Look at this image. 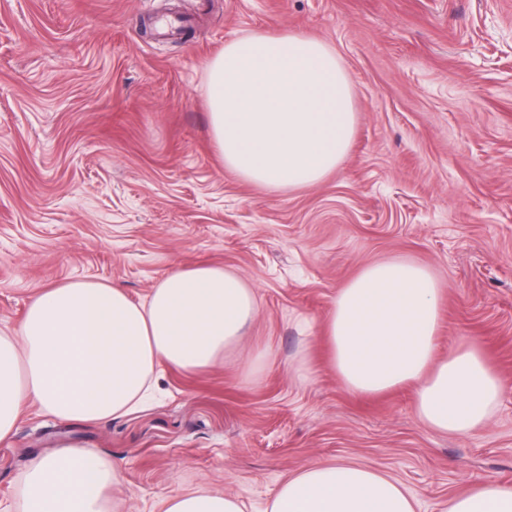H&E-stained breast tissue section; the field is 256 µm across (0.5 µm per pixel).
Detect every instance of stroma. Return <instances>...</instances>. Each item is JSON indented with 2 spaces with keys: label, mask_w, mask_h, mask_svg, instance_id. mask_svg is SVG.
Here are the masks:
<instances>
[{
  "label": "stroma",
  "mask_w": 512,
  "mask_h": 512,
  "mask_svg": "<svg viewBox=\"0 0 512 512\" xmlns=\"http://www.w3.org/2000/svg\"><path fill=\"white\" fill-rule=\"evenodd\" d=\"M288 30L341 57L358 124L337 172L271 193L225 168L206 64ZM396 257L439 278V353L479 344L502 376L470 435L429 430L412 390L350 393L322 331H300L364 265ZM196 265L255 290L239 352L203 374L160 367L154 398L118 419L26 406L0 441V503L64 445L112 462L120 512L197 489L264 512L288 477L336 460L390 474L422 512L481 478L512 486V0H0V333L49 286L104 282L141 302ZM257 348L270 361L250 378ZM303 348L307 383L291 371Z\"/></svg>",
  "instance_id": "stroma-1"
}]
</instances>
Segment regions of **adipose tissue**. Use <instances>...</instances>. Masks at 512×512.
<instances>
[{
	"label": "adipose tissue",
	"instance_id": "ef3b65f1",
	"mask_svg": "<svg viewBox=\"0 0 512 512\" xmlns=\"http://www.w3.org/2000/svg\"><path fill=\"white\" fill-rule=\"evenodd\" d=\"M209 126L224 165L272 193L320 183L344 162L357 124L353 89L336 52L300 31L225 43L208 65ZM442 290L406 259L366 264L336 292L324 321L329 365L348 391L413 387L419 420L465 436L497 407L502 382L470 343L438 353ZM258 307L253 288L220 267H178L137 303L118 287L76 280L44 288L17 335L0 334V440L38 404L69 423L125 416L141 405L160 365L202 374L238 350ZM119 476L88 448L37 457L15 508L0 512H110ZM387 473L317 463L282 482L265 512H419ZM159 512H245L237 498L196 490ZM438 512H512V487L479 479Z\"/></svg>",
	"mask_w": 512,
	"mask_h": 512
}]
</instances>
